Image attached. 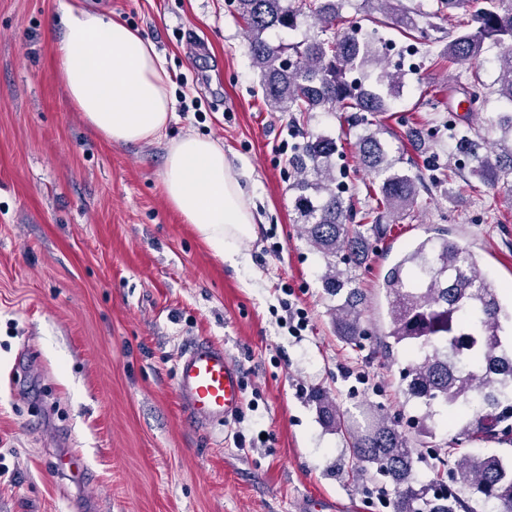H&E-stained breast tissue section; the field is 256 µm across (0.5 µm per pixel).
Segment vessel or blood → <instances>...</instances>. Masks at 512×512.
<instances>
[{
  "mask_svg": "<svg viewBox=\"0 0 512 512\" xmlns=\"http://www.w3.org/2000/svg\"><path fill=\"white\" fill-rule=\"evenodd\" d=\"M176 373L178 396L198 426L225 420L241 409V375L223 345L195 341L177 357Z\"/></svg>",
  "mask_w": 512,
  "mask_h": 512,
  "instance_id": "1",
  "label": "vessel or blood"
}]
</instances>
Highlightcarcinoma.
I'll return each mask as SVG.
<instances>
[{"label":"carcinoma","mask_w":512,"mask_h":512,"mask_svg":"<svg viewBox=\"0 0 512 512\" xmlns=\"http://www.w3.org/2000/svg\"><path fill=\"white\" fill-rule=\"evenodd\" d=\"M369 27L326 36L342 18L343 0H236L245 23L248 52L260 77L262 99L272 112H355V125L368 124L365 114L386 112L398 95L403 78L387 71L378 83L363 87L350 74L369 63L380 64L379 28L398 30L407 38L420 31L418 6L402 0H366ZM436 13L448 11L453 33L435 66L474 63L485 46L498 48L494 58L496 93L512 108V0H475L470 20L457 19L463 0H438ZM310 17L320 34L298 42L274 41L277 30H294ZM468 111L484 108L480 77L463 89ZM481 125L469 127L456 149L475 161L470 175L487 185L512 192V115L484 112ZM360 164L378 178V215L366 213L373 225L349 224L352 204L336 192V138L311 132L293 158L297 172L294 210L307 241L327 258L322 276L326 293L336 297L334 318L338 336L356 345L363 336L367 299L349 287L340 257L357 259L365 233L378 228L379 216L398 218L414 208L422 186L418 176L397 168L388 144L370 129L356 136ZM478 255L444 235L412 243L383 277L390 328L385 338L409 357L403 375L406 400L426 407L419 433L436 405L452 417L466 414L461 432L478 440H500L512 433V347L503 323L512 311L503 302L498 283L483 272ZM322 418L348 444L359 472L391 482L393 512H512V462L504 457L441 449L442 466L453 461L455 485L434 486L416 476V449L398 425L381 411H365L366 423L354 427L323 391L315 394Z\"/></svg>","instance_id":"1"}]
</instances>
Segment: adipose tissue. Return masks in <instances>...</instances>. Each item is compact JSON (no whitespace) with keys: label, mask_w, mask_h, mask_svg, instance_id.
<instances>
[{"label":"adipose tissue","mask_w":512,"mask_h":512,"mask_svg":"<svg viewBox=\"0 0 512 512\" xmlns=\"http://www.w3.org/2000/svg\"><path fill=\"white\" fill-rule=\"evenodd\" d=\"M63 30L59 74L88 126L115 143L163 138L175 109L169 73L151 41L77 0L64 7ZM162 182L171 206L215 254L236 261L256 214L223 145L193 133L169 141Z\"/></svg>","instance_id":"obj_1"}]
</instances>
